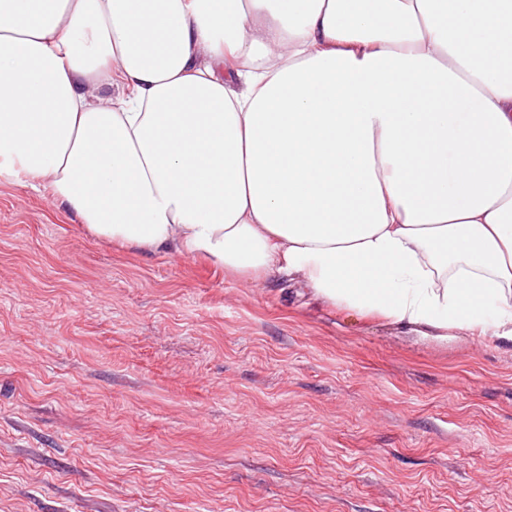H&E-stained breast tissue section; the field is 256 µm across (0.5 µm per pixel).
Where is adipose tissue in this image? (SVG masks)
<instances>
[{
  "label": "adipose tissue",
  "instance_id": "ef3b65f1",
  "mask_svg": "<svg viewBox=\"0 0 512 512\" xmlns=\"http://www.w3.org/2000/svg\"><path fill=\"white\" fill-rule=\"evenodd\" d=\"M0 178L123 247L512 342V0H0Z\"/></svg>",
  "mask_w": 512,
  "mask_h": 512
}]
</instances>
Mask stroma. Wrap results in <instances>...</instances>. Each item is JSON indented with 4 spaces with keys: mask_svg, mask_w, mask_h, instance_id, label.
Instances as JSON below:
<instances>
[{
    "mask_svg": "<svg viewBox=\"0 0 512 512\" xmlns=\"http://www.w3.org/2000/svg\"><path fill=\"white\" fill-rule=\"evenodd\" d=\"M0 512H512V343L121 247L0 178Z\"/></svg>",
    "mask_w": 512,
    "mask_h": 512,
    "instance_id": "stroma-1",
    "label": "stroma"
}]
</instances>
